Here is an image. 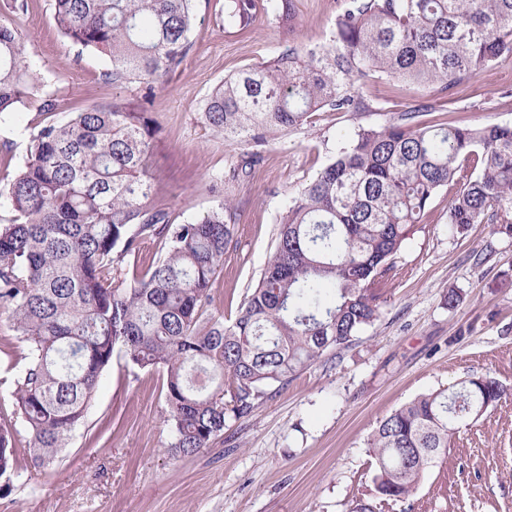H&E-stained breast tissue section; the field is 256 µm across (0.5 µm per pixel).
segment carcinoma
Returning a JSON list of instances; mask_svg holds the SVG:
<instances>
[{
  "label": "carcinoma",
  "instance_id": "cac0c4a2",
  "mask_svg": "<svg viewBox=\"0 0 512 512\" xmlns=\"http://www.w3.org/2000/svg\"><path fill=\"white\" fill-rule=\"evenodd\" d=\"M278 19L294 0H224V26L246 32L257 9ZM62 37L108 59L114 86L163 84L194 48V0H53ZM512 55V0H349L328 42L224 78L198 115L224 142L247 148L228 179L262 149L313 123L315 113L361 112L362 77L446 91ZM28 41L0 23V115L56 102ZM419 110L360 126L280 217L274 252L226 325H201L232 241L231 205L173 224L149 166L157 128L147 109L92 104L42 125L23 164L3 178L12 213L0 225V308L26 343L13 392L32 462L47 466L83 423L115 351L166 374L167 422L178 455L224 433V397L252 411L274 383L345 347L380 316L379 292L412 228L441 189L462 232L495 217L512 234V126L423 125ZM159 244L127 278L143 245ZM490 376L422 394L383 419L370 439L374 498L408 497L448 443L504 395ZM17 429L0 424V493L21 468Z\"/></svg>",
  "mask_w": 512,
  "mask_h": 512
}]
</instances>
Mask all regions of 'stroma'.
I'll return each mask as SVG.
<instances>
[{"instance_id":"obj_1","label":"stroma","mask_w":512,"mask_h":512,"mask_svg":"<svg viewBox=\"0 0 512 512\" xmlns=\"http://www.w3.org/2000/svg\"><path fill=\"white\" fill-rule=\"evenodd\" d=\"M0 0V21L31 43L33 63L56 98L54 119L97 102L127 109L140 84L103 82L106 58L79 51L57 31L53 0H28L27 13ZM346 0H295L296 16L278 23L257 13L249 31L225 28L224 0H196L195 46L156 86L148 110L160 127L149 164L172 223L184 224L233 200L237 220L203 320H232L274 249L287 202L347 146L358 126H382L406 110L419 122L512 125V57L448 90L367 77L359 92L368 111L324 112L312 127L267 146L251 176L216 193L240 148L206 130L198 110L224 76L289 46L328 41ZM42 117L36 108L0 117V177L24 161ZM447 191L397 254L380 317L343 349L274 384L248 414L227 413L209 448L182 457L169 449L165 375L115 353L83 423L48 469L23 465L0 512H344L371 499L369 440L380 421L421 394L491 374L507 392L457 433L416 491L382 512H512V235L491 223L456 233ZM456 290L460 300L448 307ZM27 348L0 313V423L14 420V381Z\"/></svg>"}]
</instances>
